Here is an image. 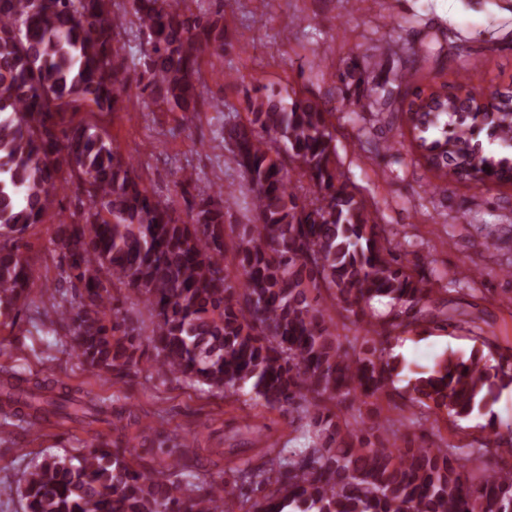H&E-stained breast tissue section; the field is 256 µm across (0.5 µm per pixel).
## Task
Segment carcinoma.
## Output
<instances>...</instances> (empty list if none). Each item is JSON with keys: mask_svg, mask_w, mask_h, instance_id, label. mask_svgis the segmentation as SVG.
Segmentation results:
<instances>
[{"mask_svg": "<svg viewBox=\"0 0 512 512\" xmlns=\"http://www.w3.org/2000/svg\"><path fill=\"white\" fill-rule=\"evenodd\" d=\"M139 56L126 62L112 0H0V314H19L32 277L21 241L69 189L79 211L58 219L59 278L80 285L71 323L74 355L101 374L138 363L150 347L156 371L205 391L251 385L255 399L299 412L307 447L272 450L235 471L253 512H512V468H490L482 444L464 454L389 438L374 419L398 363L394 333L423 323L460 328L481 346L441 355L409 382L410 406L464 418L512 384V354L497 355L463 307L431 305L425 277L399 261L386 226L340 180L326 102L285 106L249 97V112L224 116L220 137L247 188L251 223L226 242L224 191L191 172L175 187L182 216L149 195L129 159L81 112H112L132 89L191 120L224 111L198 91L200 60L222 56L224 11L194 13L186 0H128ZM398 74L370 89L391 105ZM407 120L426 163L461 182L512 185V90L485 96L467 81L446 96L413 93ZM307 186L292 183L282 154ZM232 252L231 265L225 255ZM114 288L144 298L150 334L127 330ZM346 312L365 335L349 338L323 304ZM387 300L377 314L372 302ZM358 403L354 422L331 407ZM113 399L86 400L56 382L0 379V416L34 427L53 419L107 422ZM367 411H362V407ZM179 460L142 470L129 446L99 442L78 457L30 463L17 487L26 512H224L220 487L202 493Z\"/></svg>", "mask_w": 512, "mask_h": 512, "instance_id": "carcinoma-1", "label": "carcinoma"}]
</instances>
